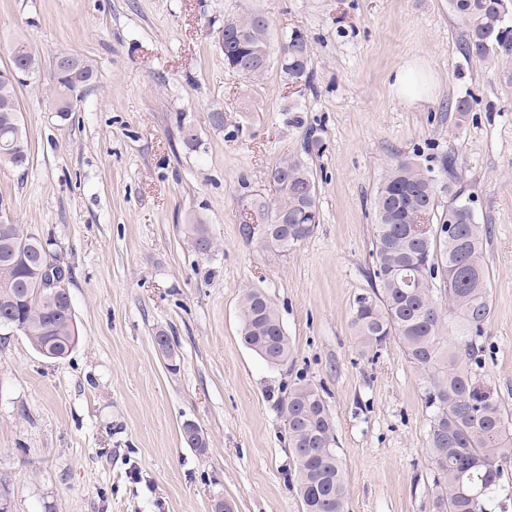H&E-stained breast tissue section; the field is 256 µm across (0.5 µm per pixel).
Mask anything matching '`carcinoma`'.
<instances>
[{"label":"carcinoma","mask_w":512,"mask_h":512,"mask_svg":"<svg viewBox=\"0 0 512 512\" xmlns=\"http://www.w3.org/2000/svg\"><path fill=\"white\" fill-rule=\"evenodd\" d=\"M465 23L466 52L483 60L512 56V0H449ZM312 49L299 30L288 34L280 68L291 82H308ZM15 67L27 76L39 74L42 59L24 43L11 48ZM271 63L269 22L257 13L224 20V65L247 78L262 76ZM95 81L88 60L75 75ZM74 75L54 73L52 102L62 100ZM17 86L0 74V162L22 167L28 148L19 120ZM318 147L307 141L304 155L288 157L272 170L275 197L255 201L260 223L269 227L263 239L241 233L248 242L282 252L306 240L320 223L315 180L306 156ZM456 159L444 155L439 170L400 158L388 167L372 200L375 215L368 277L379 290L359 297L353 326L359 344L378 350L387 339L400 340L410 362L424 379V402L430 409L426 452L438 492L434 512H501L498 502L503 464L512 459V433L506 428L492 387L474 373L479 362L478 338L490 314L485 260L487 228L476 222L458 188ZM450 196L448 205L441 199ZM190 246L216 248L207 225H189ZM53 262L41 239L20 224L0 222V329L25 336L34 350L47 349L63 359L78 341L68 290L38 288L39 272ZM448 314H443V309ZM455 320V339L448 340ZM241 339L273 367L288 362L291 351L280 316L261 290L247 289L241 299ZM277 413L288 422L285 434L295 463L298 494L304 512H344V473L337 455L335 422L318 388L299 383L283 392Z\"/></svg>","instance_id":"1"}]
</instances>
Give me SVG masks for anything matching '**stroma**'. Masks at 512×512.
<instances>
[{"label": "stroma", "mask_w": 512, "mask_h": 512, "mask_svg": "<svg viewBox=\"0 0 512 512\" xmlns=\"http://www.w3.org/2000/svg\"><path fill=\"white\" fill-rule=\"evenodd\" d=\"M270 21L312 48L310 86L278 62L248 79L224 65V19ZM448 0H0V68L25 42L42 60L89 59L98 78L68 119L49 70L17 89L28 163L0 164V219L24 225L67 271L78 341L62 360L0 335V499L10 512H302L277 397L315 384L336 421L345 512H432L423 381L398 338L365 351L352 326L371 292L374 191L398 157L457 160L487 225L490 315L476 374L512 417V64L461 48ZM412 71L407 90L394 77ZM471 102L464 115L450 105ZM299 106L302 126L287 122ZM224 110L215 129L212 110ZM190 125L196 149L179 124ZM320 139L309 163L321 220L288 252L240 232L242 199ZM217 248L196 256L190 218ZM258 288L291 344L267 365L239 337ZM169 336L172 355L154 346ZM208 448H188L184 422Z\"/></svg>", "instance_id": "stroma-1"}]
</instances>
